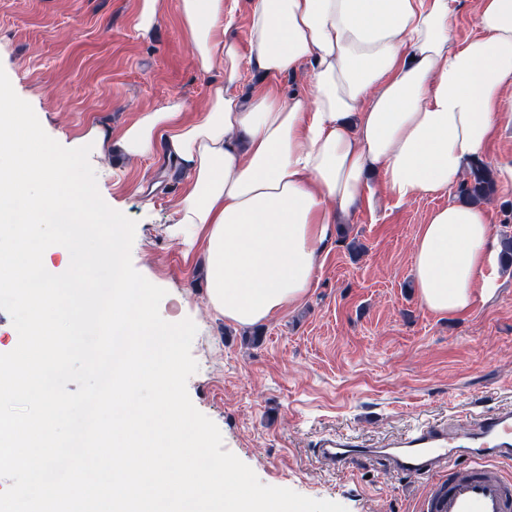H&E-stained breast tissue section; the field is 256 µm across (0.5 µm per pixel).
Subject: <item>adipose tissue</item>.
<instances>
[{
	"label": "adipose tissue",
	"mask_w": 512,
	"mask_h": 512,
	"mask_svg": "<svg viewBox=\"0 0 512 512\" xmlns=\"http://www.w3.org/2000/svg\"><path fill=\"white\" fill-rule=\"evenodd\" d=\"M459 0H254L249 48L228 37L227 0H179L196 69L221 72L206 109L174 98L105 131L94 163L138 159L164 143L186 183L168 236L202 252L210 308L251 326L301 301L339 216L373 200L370 174L403 202L437 196L481 162L512 123V0H478V32L458 42ZM312 67L309 88L276 79ZM261 71L249 97L238 85ZM496 240L486 205L434 209L411 273L437 314L489 291Z\"/></svg>",
	"instance_id": "obj_1"
}]
</instances>
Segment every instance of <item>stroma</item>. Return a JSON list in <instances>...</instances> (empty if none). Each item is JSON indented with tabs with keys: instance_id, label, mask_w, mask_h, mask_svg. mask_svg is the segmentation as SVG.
Returning <instances> with one entry per match:
<instances>
[{
	"instance_id": "35a3bbf8",
	"label": "stroma",
	"mask_w": 512,
	"mask_h": 512,
	"mask_svg": "<svg viewBox=\"0 0 512 512\" xmlns=\"http://www.w3.org/2000/svg\"><path fill=\"white\" fill-rule=\"evenodd\" d=\"M138 0H0V68L47 134L71 138L90 124L120 128L137 110L172 98L205 109L211 76L191 59L177 0L151 38L134 27ZM183 178L163 147L118 161L98 184L135 223L134 268L166 291L159 312L197 326L187 381L195 408L219 428L225 450L266 485L346 507L420 512L431 481L367 456L420 424L462 421L512 404V269L491 271L493 291L457 314L424 307L411 243L448 194L405 202L373 177L375 201L338 225L312 288L298 306L250 329L208 306L203 259L168 237ZM345 434L363 454L333 467L314 448Z\"/></svg>"
}]
</instances>
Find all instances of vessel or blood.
Returning a JSON list of instances; mask_svg holds the SVG:
<instances>
[{"mask_svg":"<svg viewBox=\"0 0 512 512\" xmlns=\"http://www.w3.org/2000/svg\"><path fill=\"white\" fill-rule=\"evenodd\" d=\"M318 448L321 459L333 464L349 457L357 445L347 437L329 435L319 441ZM462 451L478 463L458 473L453 463ZM369 454L407 474L445 473V481L425 499L423 512H512V479L498 467L499 462L512 461L511 407L472 423L426 425L370 449Z\"/></svg>","mask_w":512,"mask_h":512,"instance_id":"vessel-or-blood-1","label":"vessel or blood"}]
</instances>
